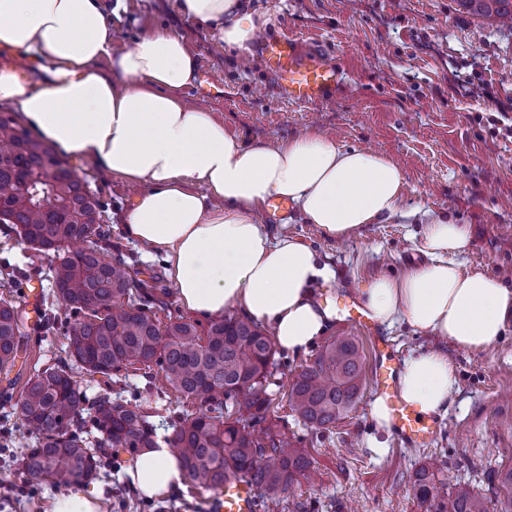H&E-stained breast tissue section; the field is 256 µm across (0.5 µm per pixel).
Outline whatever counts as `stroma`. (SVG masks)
<instances>
[{
  "label": "stroma",
  "instance_id": "35a3bbf8",
  "mask_svg": "<svg viewBox=\"0 0 512 512\" xmlns=\"http://www.w3.org/2000/svg\"><path fill=\"white\" fill-rule=\"evenodd\" d=\"M247 3L266 21L263 36H286L334 57L345 79L332 97L315 104L282 99L256 49L241 62L216 29L186 18L179 0H101L112 25L113 51L131 49L157 29L185 41L196 69L209 71L224 88L208 108L240 141L276 142L317 127L341 148L381 152L400 166L405 180L400 214L366 225L356 237H327L293 208L284 220L267 224L271 236L299 237L335 270V281L317 285V292H355L377 275L396 276L424 262L421 233L432 216L467 225L470 243L459 258L464 270L503 276L512 289V129L498 120L499 113L512 115V29L487 24L457 0ZM68 163L103 204V222L131 276L166 288L160 320L187 319L162 255L148 254L122 231L139 187L89 159L72 156ZM4 259L40 272L41 289H49L51 255L19 244L13 229L0 225V262ZM378 331L400 363L438 343L404 322ZM344 337L355 340L363 357L359 400L334 427L304 426L289 408V387L324 346ZM39 342L38 361L18 359L10 376L0 375V392L20 394L35 364L65 359L68 341L62 335ZM448 354L457 375L448 412L439 417L430 444L406 448L370 417L373 350L356 326L335 319L308 352L277 351L269 415L286 420L288 435L300 440L312 459L315 478L293 487L287 500L266 499L259 512H421L412 475L425 464L444 482H467L494 496L492 471L512 467V318L504 336L485 350L452 346ZM75 378L91 397L137 393L158 435H172L174 406L157 370H124L108 381L81 372ZM129 463L125 453L116 464L103 460L99 480L81 485V492L99 496L102 512H208L209 492L188 482L156 502L139 496L122 479ZM54 495L47 482L19 465L0 463V512H49Z\"/></svg>",
  "mask_w": 512,
  "mask_h": 512
}]
</instances>
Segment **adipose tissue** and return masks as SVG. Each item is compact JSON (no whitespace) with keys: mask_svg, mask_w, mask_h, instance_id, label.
Masks as SVG:
<instances>
[{"mask_svg":"<svg viewBox=\"0 0 512 512\" xmlns=\"http://www.w3.org/2000/svg\"><path fill=\"white\" fill-rule=\"evenodd\" d=\"M179 7L242 53L262 25L241 0H180ZM0 45L40 56L48 75L30 82L0 70V101L18 107L25 127L60 152L145 185L123 231L163 254L186 312L218 318L235 310L271 326L280 349L308 351L332 319L312 285L336 273L298 238L271 236L258 214L270 198H284L327 237L351 238L399 212L404 178L391 158L340 148L316 129L243 144L179 96L194 74L182 38L154 30L113 53L98 0H0ZM105 58L107 73L99 66ZM195 182L204 192L192 190ZM421 239L427 263L375 277L362 290L365 307L380 323L404 321L457 347L485 349L506 330L512 289L463 270L465 225L435 217ZM455 385L454 365L438 348L407 358L398 378L401 399L425 416L447 412ZM126 480L146 497L168 492L182 485L181 461L160 444L135 459Z\"/></svg>","mask_w":512,"mask_h":512,"instance_id":"adipose-tissue-1","label":"adipose tissue"}]
</instances>
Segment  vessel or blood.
<instances>
[{
	"instance_id": "b4317fda",
	"label": "vessel or blood",
	"mask_w": 512,
	"mask_h": 512,
	"mask_svg": "<svg viewBox=\"0 0 512 512\" xmlns=\"http://www.w3.org/2000/svg\"><path fill=\"white\" fill-rule=\"evenodd\" d=\"M258 51L269 71L277 78L284 99L299 103L324 100L342 82L343 70L333 57L303 48L288 37L264 38ZM331 304L338 314L361 328H368L367 312L353 296L335 293ZM376 353L374 383L378 396L383 397L390 409L391 427L406 446L417 447L430 442L437 424L434 420L417 415L398 396L396 380L398 364L387 352L388 341L376 335L371 339ZM210 512H257L258 492L247 480H228L209 500Z\"/></svg>"
}]
</instances>
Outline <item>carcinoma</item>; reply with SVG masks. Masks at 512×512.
<instances>
[{"mask_svg": "<svg viewBox=\"0 0 512 512\" xmlns=\"http://www.w3.org/2000/svg\"><path fill=\"white\" fill-rule=\"evenodd\" d=\"M486 20L512 26V0H458ZM0 223L37 251L54 253L49 295L65 307L64 322L44 310L43 323L65 328L70 360L36 370L19 398L0 414L4 432L25 428L33 442L20 452L22 469L55 488L98 478L97 455L83 436V412L114 453L157 447L158 436L137 397L107 394L90 402L73 369L112 377L141 364L164 373L178 394L175 431L165 442L179 454L186 479L217 491L231 475L259 495H286L311 476L312 460L267 418L276 350L265 330L226 315L205 331L189 321L160 325L164 307L151 289L134 285L126 261L100 224L101 204L49 144L0 113ZM27 336L19 305L0 299V374L15 366ZM363 359L356 342L327 345L290 386L289 406L303 425L327 429L355 406ZM500 498L468 483L445 490L422 466L413 487L424 512H512V468L494 473Z\"/></svg>", "mask_w": 512, "mask_h": 512, "instance_id": "carcinoma-1", "label": "carcinoma"}]
</instances>
